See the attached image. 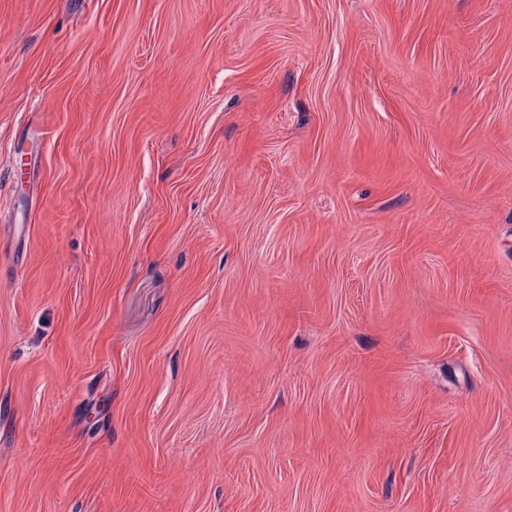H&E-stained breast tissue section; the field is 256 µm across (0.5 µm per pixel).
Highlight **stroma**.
I'll return each instance as SVG.
<instances>
[{
  "label": "stroma",
  "instance_id": "obj_1",
  "mask_svg": "<svg viewBox=\"0 0 512 512\" xmlns=\"http://www.w3.org/2000/svg\"><path fill=\"white\" fill-rule=\"evenodd\" d=\"M0 512H512V0H0Z\"/></svg>",
  "mask_w": 512,
  "mask_h": 512
}]
</instances>
